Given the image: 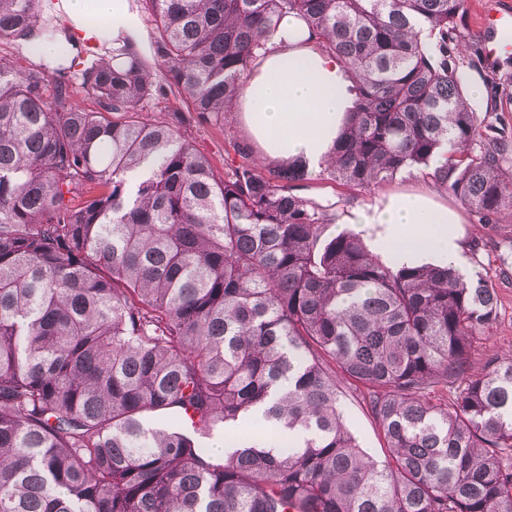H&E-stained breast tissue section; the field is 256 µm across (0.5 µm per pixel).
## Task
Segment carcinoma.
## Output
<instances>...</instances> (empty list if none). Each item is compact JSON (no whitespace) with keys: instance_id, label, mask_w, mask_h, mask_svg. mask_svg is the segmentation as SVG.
I'll list each match as a JSON object with an SVG mask.
<instances>
[{"instance_id":"cac0c4a2","label":"carcinoma","mask_w":512,"mask_h":512,"mask_svg":"<svg viewBox=\"0 0 512 512\" xmlns=\"http://www.w3.org/2000/svg\"><path fill=\"white\" fill-rule=\"evenodd\" d=\"M38 4L0 0V43L40 26ZM142 5L152 64L133 40L53 68L0 55V512H512L495 282L397 268L330 231L305 167L230 136L221 175L185 136L228 125L296 13L354 81L322 175L372 189L418 170L491 228L512 150L451 56L463 0ZM171 95L186 110L142 118ZM341 381L383 457L347 426Z\"/></svg>"}]
</instances>
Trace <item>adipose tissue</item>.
<instances>
[{"label":"adipose tissue","mask_w":512,"mask_h":512,"mask_svg":"<svg viewBox=\"0 0 512 512\" xmlns=\"http://www.w3.org/2000/svg\"><path fill=\"white\" fill-rule=\"evenodd\" d=\"M73 24L100 39L138 36L140 20L130 0H62ZM353 80L335 55L319 46L305 20L289 14L252 65L234 110L261 157L316 169L327 160L352 107ZM368 247L394 266L445 262L460 272V215L432 191L394 193L354 211Z\"/></svg>","instance_id":"obj_1"}]
</instances>
